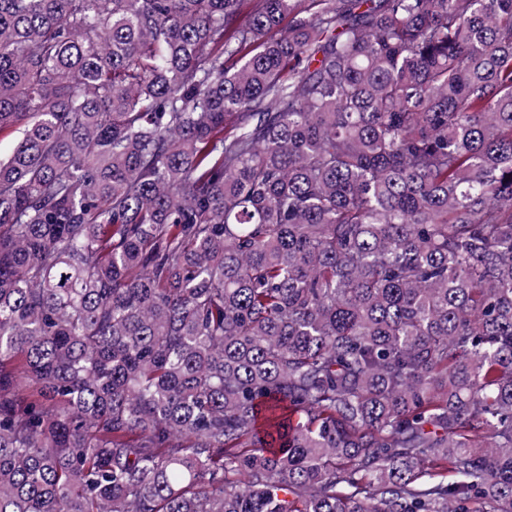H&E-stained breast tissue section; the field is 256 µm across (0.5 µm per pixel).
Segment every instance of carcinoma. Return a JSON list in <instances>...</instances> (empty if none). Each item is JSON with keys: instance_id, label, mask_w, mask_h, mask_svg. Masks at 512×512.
Instances as JSON below:
<instances>
[{"instance_id": "cac0c4a2", "label": "carcinoma", "mask_w": 512, "mask_h": 512, "mask_svg": "<svg viewBox=\"0 0 512 512\" xmlns=\"http://www.w3.org/2000/svg\"><path fill=\"white\" fill-rule=\"evenodd\" d=\"M0 512H512V0H0Z\"/></svg>"}]
</instances>
